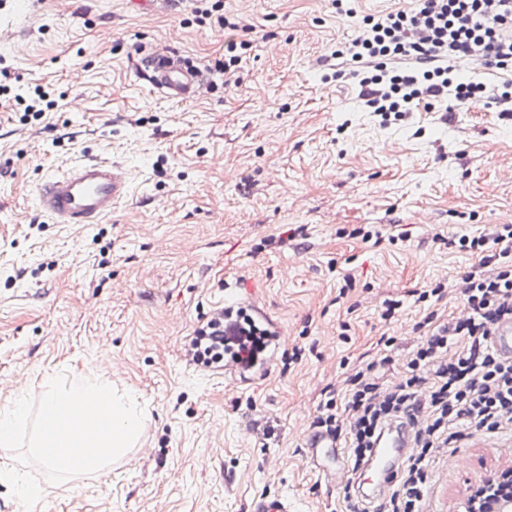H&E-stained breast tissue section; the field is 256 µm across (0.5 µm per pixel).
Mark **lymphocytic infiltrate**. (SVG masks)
<instances>
[{"instance_id": "obj_1", "label": "lymphocytic infiltrate", "mask_w": 512, "mask_h": 512, "mask_svg": "<svg viewBox=\"0 0 512 512\" xmlns=\"http://www.w3.org/2000/svg\"><path fill=\"white\" fill-rule=\"evenodd\" d=\"M349 49L358 96L378 115L432 109L436 102H463L487 87L465 79L460 61L478 57L492 69L512 72V0H418L417 8L364 17ZM461 249L479 264L453 289L420 293L443 299L455 292L466 304L463 318L439 321L429 312L423 341L413 350L404 376L384 381L377 364L353 365L345 380V404L328 398L313 422L316 434L346 438L353 470L366 462L382 429L405 419L416 447L395 486L365 507L355 487L344 489L349 512H421L437 454L473 432H512V360L490 346L496 326L512 320V224H489L463 235ZM269 328L239 312L233 336L224 316L201 322L190 342L195 363L220 367L232 360L243 371L259 366L270 351Z\"/></svg>"}]
</instances>
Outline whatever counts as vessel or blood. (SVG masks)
<instances>
[{"label":"vessel or blood","mask_w":512,"mask_h":512,"mask_svg":"<svg viewBox=\"0 0 512 512\" xmlns=\"http://www.w3.org/2000/svg\"><path fill=\"white\" fill-rule=\"evenodd\" d=\"M135 69L154 94L175 102L194 100L205 81L204 71L174 50L162 55L142 53ZM129 194L126 166L97 157L84 158L35 187L38 210L55 224L102 223ZM309 448L312 463L328 480H337L346 473L348 463L341 448L314 440ZM410 450L406 424L395 423L382 430L364 469L372 484L370 498L394 486ZM249 512H296V508L285 496H261L252 501Z\"/></svg>","instance_id":"obj_1"}]
</instances>
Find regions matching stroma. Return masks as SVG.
I'll return each instance as SVG.
<instances>
[{"label":"stroma","mask_w":512,"mask_h":512,"mask_svg":"<svg viewBox=\"0 0 512 512\" xmlns=\"http://www.w3.org/2000/svg\"><path fill=\"white\" fill-rule=\"evenodd\" d=\"M411 0H223L238 30L189 23L155 0H0V59L55 109L22 123L0 107V410L41 398L49 375L93 371L144 412L135 448L96 477L49 487L33 512H248L288 494L297 512H347L306 455L301 427L327 393L344 401L347 363L397 380L431 308L418 300L470 271L454 240L512 224V117L489 99L387 118L334 50L367 15ZM248 40L226 87L187 103L151 94L133 61L175 48L198 65ZM27 45L24 56L15 42ZM86 156L123 162L129 198L93 226L54 224L32 195ZM368 224L380 242L352 236ZM356 286L340 295L343 275ZM288 338L251 384L196 365L190 338L225 286ZM402 307L381 317L385 301ZM395 344L379 346L380 336ZM431 465L423 512H461L478 482L512 468V433L473 434Z\"/></svg>","instance_id":"stroma-1"}]
</instances>
